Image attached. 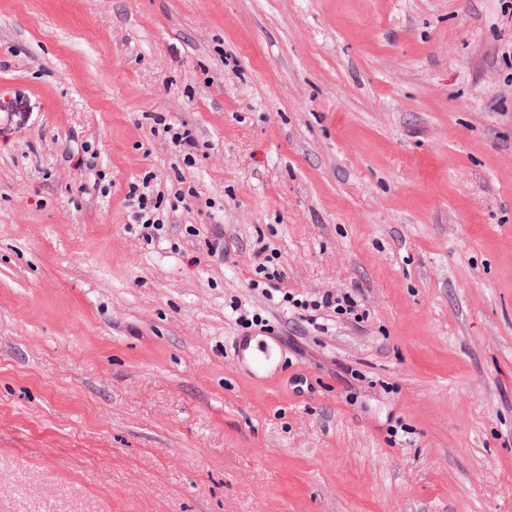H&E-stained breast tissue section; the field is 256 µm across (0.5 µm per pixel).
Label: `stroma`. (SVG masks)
I'll return each mask as SVG.
<instances>
[{
  "label": "stroma",
  "instance_id": "35a3bbf8",
  "mask_svg": "<svg viewBox=\"0 0 512 512\" xmlns=\"http://www.w3.org/2000/svg\"><path fill=\"white\" fill-rule=\"evenodd\" d=\"M1 87L0 512H512V0H0ZM154 190L150 179H143L141 184H134L130 187L128 197L135 198L136 211L133 212L135 224H141L146 231V237L150 236L151 241L153 230H161L160 225H164L163 215H160L157 204L153 202ZM283 298H286L285 302H292L293 306L296 308L303 307L304 309H308L310 306L313 307L314 310H320L321 308H333L336 314L340 315L353 314L356 307L355 301L351 296L336 298L333 295H326L322 296L320 301L313 300L309 302L300 300V303L297 302L298 299L294 298V296H287V293L284 294ZM250 341L251 338L241 340L235 357L238 360H243L248 356L254 371L264 373L267 371V361L271 355V347L267 342L261 340L253 346Z\"/></svg>",
  "mask_w": 512,
  "mask_h": 512
}]
</instances>
